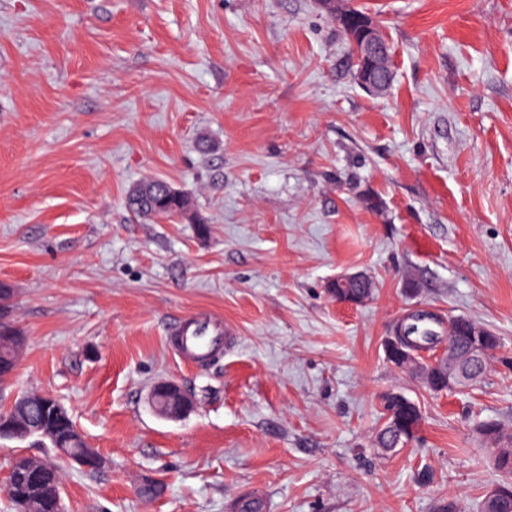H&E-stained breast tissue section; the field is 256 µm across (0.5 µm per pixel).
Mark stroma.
I'll use <instances>...</instances> for the list:
<instances>
[{"instance_id":"obj_1","label":"stroma","mask_w":512,"mask_h":512,"mask_svg":"<svg viewBox=\"0 0 512 512\" xmlns=\"http://www.w3.org/2000/svg\"><path fill=\"white\" fill-rule=\"evenodd\" d=\"M354 3L393 47L382 98L316 0H0V281L25 336L0 409L51 394L105 458L62 466L64 512H476L496 482L475 428L512 430V0ZM147 178L190 215L127 211ZM355 272L371 298L336 301ZM416 309L499 337L483 384L437 395L387 360ZM199 312L234 340L190 365L167 332ZM169 380L185 418L149 404ZM390 392L422 421L381 455ZM362 278L363 275L361 273L341 274L337 275L331 284L336 285L338 288H343L359 282ZM338 288H328L329 294L335 297L336 301L353 302L355 305L369 299L374 292L372 282L367 277L357 284L355 288H347L346 290H339ZM163 387L174 394L171 403L160 411L164 417L179 419L186 416L193 409L194 404L191 396L178 384L168 382Z\"/></svg>"}]
</instances>
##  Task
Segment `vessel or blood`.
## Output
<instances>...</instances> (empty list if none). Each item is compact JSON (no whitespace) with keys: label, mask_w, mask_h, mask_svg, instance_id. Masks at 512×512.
Listing matches in <instances>:
<instances>
[{"label":"vessel or blood","mask_w":512,"mask_h":512,"mask_svg":"<svg viewBox=\"0 0 512 512\" xmlns=\"http://www.w3.org/2000/svg\"><path fill=\"white\" fill-rule=\"evenodd\" d=\"M224 334L221 319L208 313H198L174 323L168 341L180 359L200 364L212 355Z\"/></svg>","instance_id":"b4317fda"}]
</instances>
